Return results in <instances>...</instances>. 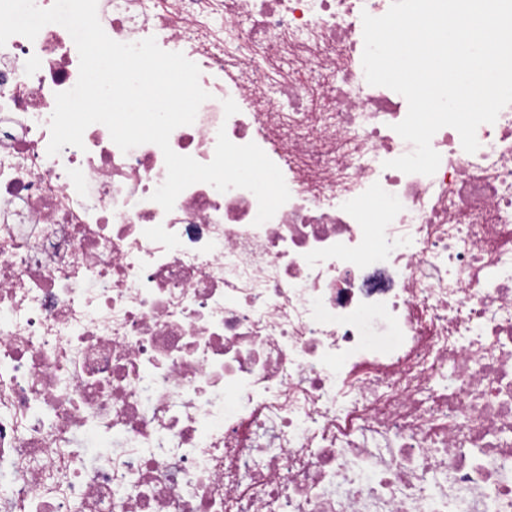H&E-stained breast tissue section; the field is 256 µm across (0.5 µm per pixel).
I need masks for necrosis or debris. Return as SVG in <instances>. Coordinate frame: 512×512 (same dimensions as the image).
Listing matches in <instances>:
<instances>
[{"mask_svg": "<svg viewBox=\"0 0 512 512\" xmlns=\"http://www.w3.org/2000/svg\"><path fill=\"white\" fill-rule=\"evenodd\" d=\"M392 0H98L209 92L170 146L256 143L289 200L152 201L161 149L48 155L68 31L0 47V512H512V105L434 175L368 84Z\"/></svg>", "mask_w": 512, "mask_h": 512, "instance_id": "obj_1", "label": "necrosis or debris"}]
</instances>
